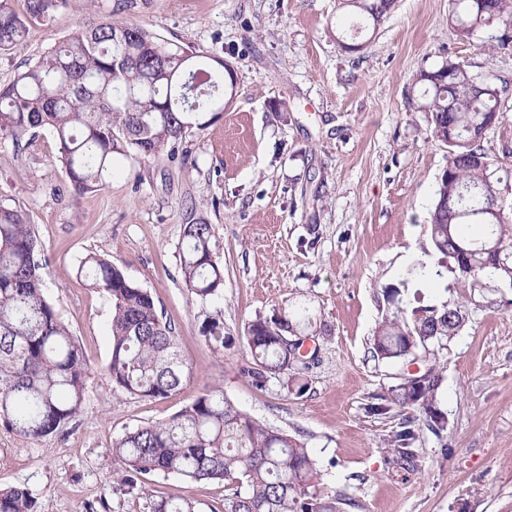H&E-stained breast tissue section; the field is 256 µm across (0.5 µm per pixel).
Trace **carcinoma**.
I'll list each match as a JSON object with an SVG mask.
<instances>
[{
  "mask_svg": "<svg viewBox=\"0 0 512 512\" xmlns=\"http://www.w3.org/2000/svg\"><path fill=\"white\" fill-rule=\"evenodd\" d=\"M374 25L395 0H345ZM67 0H27L21 16L12 0H0V50L22 43L27 19L48 17ZM456 35L470 41L497 26H512V0H449ZM169 47L137 24L89 22L0 86V137L16 145L30 133L50 130L74 197L97 191L112 178L113 156L179 155L187 133L208 128L224 109V69L207 62L177 65ZM425 86L420 108L429 113L435 135L449 130L458 144L448 147V165L436 190L430 241L438 265L459 281L483 277L512 288V172L485 151L486 130L499 122L508 86L489 71L459 61L421 70ZM213 226L183 227L181 274L201 301L221 297L224 267L214 250ZM47 266L28 214L0 205V422L27 439L53 434L79 413L89 367L77 339L44 295ZM79 276L112 300L111 353L106 371L115 388L147 399H165L191 377L192 366L178 347V331L164 319L152 293L109 260L88 254ZM386 313L371 353L407 360L443 347L463 326L459 306L412 309L406 319L398 288L382 290ZM310 315L303 311L253 320L245 336L247 372L257 381L291 372L287 385L301 393L296 360L285 338L303 335ZM205 341L224 350V318L212 314L201 325ZM436 367L426 383H399L375 395L373 414L392 406L421 409L422 420L441 434L448 419L436 407ZM414 420L402 422L388 440L394 462L412 463ZM114 482L147 499L149 512H195L181 497H156L151 478L177 475L187 481L224 482V512H340L341 498L311 492L319 473L304 443L264 426L219 390L200 393L164 422L141 425L116 440ZM36 498L21 486H0V512H36Z\"/></svg>",
  "mask_w": 512,
  "mask_h": 512,
  "instance_id": "cac0c4a2",
  "label": "carcinoma"
}]
</instances>
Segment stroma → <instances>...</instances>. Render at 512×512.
Returning <instances> with one entry per match:
<instances>
[{"label":"stroma","instance_id":"35a3bbf8","mask_svg":"<svg viewBox=\"0 0 512 512\" xmlns=\"http://www.w3.org/2000/svg\"><path fill=\"white\" fill-rule=\"evenodd\" d=\"M352 18L337 0H70L0 51L3 85L87 22L109 19L221 57L237 74L222 114L189 133L177 159L117 156L109 183L77 200L50 131L18 145L0 138V205L28 214L48 259L44 293L91 368L82 410L62 431L31 440L0 425V482L31 490L37 512H145L112 483L114 441L207 389L304 442L320 469L317 492L341 495L343 512H512V288L408 276L418 263L436 266L430 214L448 163L415 76L452 59L512 87V43L486 33L460 40L448 0H397L378 28L338 34ZM483 146L512 172V96ZM201 219L224 265L223 295L208 302L180 270L183 227ZM91 253L149 289L177 327L194 376L172 397L120 392L105 372L112 301L77 275ZM400 285L410 308L466 306L464 326L434 353L437 406L448 418L439 436L418 407L368 411L409 369L370 353L382 290ZM302 308L317 348L306 390L278 377L255 383L245 372L248 324ZM217 311L220 353L200 331ZM408 416L417 419L416 457L403 468L387 439ZM151 490L224 512L217 481L160 474Z\"/></svg>","mask_w":512,"mask_h":512}]
</instances>
